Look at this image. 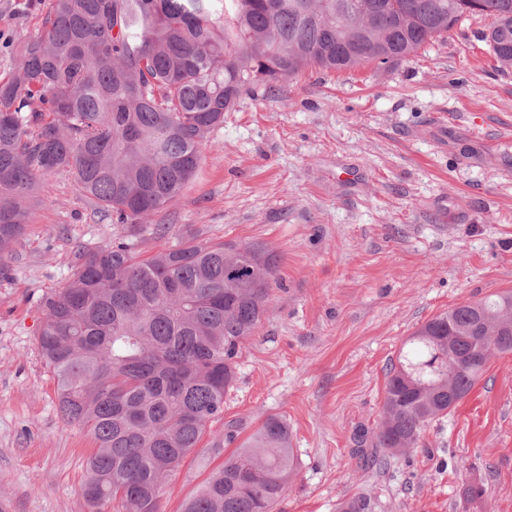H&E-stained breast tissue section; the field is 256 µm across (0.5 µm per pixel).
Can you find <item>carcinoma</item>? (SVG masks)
I'll list each match as a JSON object with an SVG mask.
<instances>
[{
    "label": "carcinoma",
    "mask_w": 512,
    "mask_h": 512,
    "mask_svg": "<svg viewBox=\"0 0 512 512\" xmlns=\"http://www.w3.org/2000/svg\"><path fill=\"white\" fill-rule=\"evenodd\" d=\"M470 16L490 20L492 54L512 67V0H53L17 44V74L0 81V258L21 245L58 171L125 232L77 250L37 337L61 417L95 443L90 506L162 512L163 485L224 415L276 268L261 244L188 239L142 259L127 238L182 196L243 95L304 67L379 64L390 44L409 58ZM493 343L512 353V292L421 325L387 373L376 447L358 434L360 459L415 447L473 389ZM245 430L224 422L212 447L236 449L182 512H272L297 472L288 423L269 415Z\"/></svg>",
    "instance_id": "cac0c4a2"
}]
</instances>
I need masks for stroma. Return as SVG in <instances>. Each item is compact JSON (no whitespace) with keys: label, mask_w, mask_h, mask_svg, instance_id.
<instances>
[{"label":"stroma","mask_w":512,"mask_h":512,"mask_svg":"<svg viewBox=\"0 0 512 512\" xmlns=\"http://www.w3.org/2000/svg\"><path fill=\"white\" fill-rule=\"evenodd\" d=\"M52 0H0V46L37 31ZM464 20L409 60L314 67L243 98L212 134L183 196L141 232L146 258L177 243L251 242L277 259L269 312L239 348L224 423L288 422L297 474L273 512H512V354L431 422L417 447L374 467L357 429L382 419L388 366L409 336L457 304L512 291V68ZM32 214L0 274V512H88L95 444L57 410L37 341L42 302L77 246L120 234L71 173ZM223 454L203 436L163 489L181 512ZM482 495L464 503L463 486Z\"/></svg>","instance_id":"35a3bbf8"}]
</instances>
